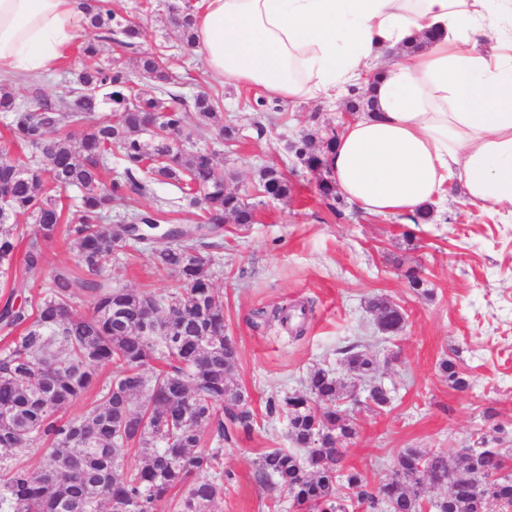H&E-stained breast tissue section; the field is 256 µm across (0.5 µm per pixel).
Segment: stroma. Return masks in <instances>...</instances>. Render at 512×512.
Masks as SVG:
<instances>
[{
  "instance_id": "stroma-1",
  "label": "stroma",
  "mask_w": 512,
  "mask_h": 512,
  "mask_svg": "<svg viewBox=\"0 0 512 512\" xmlns=\"http://www.w3.org/2000/svg\"><path fill=\"white\" fill-rule=\"evenodd\" d=\"M172 2L112 0L123 17L139 25L142 50L172 58L186 98L202 91L218 96L224 123L236 128L237 141L224 145L212 126L200 128L193 141L231 172L229 189L255 212L253 224L225 223L219 247L201 250L213 261L225 333L238 347L232 375L248 391L254 414L252 431L224 448V497L214 512H297L290 495L258 478L262 454L290 445L286 419L269 404L302 390L316 368L349 377L340 350L353 342L374 356L373 379L393 395L383 412L344 409L357 430L346 463L368 481L389 472L402 449L471 448L496 423L502 427L501 447L512 448V223L471 205L458 185L428 224H410L394 214L369 215L345 199L329 204L317 189L319 173L304 169L291 146L316 130L341 128L349 95L288 104L224 84L183 45L170 20ZM89 63L72 48L54 71L13 90L21 101L36 91L57 98ZM266 167L288 176V198L263 194L259 174ZM134 207L162 211L177 224L199 219L198 208L170 184H154ZM149 250L138 244L114 253L105 278L116 288L168 298L176 278L153 267ZM74 266L63 240L48 243L41 275L31 278L13 268L0 287V302L9 295L19 304L41 296L56 270ZM416 268L423 272L428 296L409 286L405 273ZM378 295L406 313L395 336L379 330L368 308ZM287 305L306 310L301 338L274 317ZM444 359L465 373L467 390L453 389L441 376ZM490 409L497 414L492 422L485 418Z\"/></svg>"
}]
</instances>
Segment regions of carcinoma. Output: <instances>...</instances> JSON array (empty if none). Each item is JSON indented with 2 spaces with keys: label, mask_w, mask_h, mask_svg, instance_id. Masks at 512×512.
Wrapping results in <instances>:
<instances>
[{
  "label": "carcinoma",
  "mask_w": 512,
  "mask_h": 512,
  "mask_svg": "<svg viewBox=\"0 0 512 512\" xmlns=\"http://www.w3.org/2000/svg\"><path fill=\"white\" fill-rule=\"evenodd\" d=\"M82 8L93 36L81 52L101 60L77 73L65 95L52 101L35 92L18 104L13 90L0 85V112L11 117L13 146L0 150V276L13 269L23 239V270L40 274L43 244L60 234L83 272H59L36 301L17 306L9 296L0 307V329H21L0 354V512H155L161 501L172 512H211L224 496V443L249 434L253 414L248 392L229 376L238 350L224 336V303L196 245L223 237L226 214L240 225L254 223V209L227 188L231 176L210 152L189 147L201 125L215 124L224 139L234 138L219 122V99L202 92L184 101L154 53L136 57L149 82L139 87L124 54L101 56L107 44L135 49L139 27L112 8V0H83ZM169 9L183 43L193 46V11L178 4ZM335 140L307 135L294 153L309 170L327 173ZM115 150L122 177L107 182ZM155 181L176 186L200 208V221L161 228L154 213L136 211L129 225L102 224ZM260 185L274 199L290 193L288 178L273 167L261 172ZM71 187L80 203L67 209L58 192ZM21 216L32 219L33 229L19 224ZM148 240L159 243L153 265L177 278L165 301L101 279L112 252ZM78 299L90 302V314L74 308ZM369 307L392 334L405 324L404 312L387 297L371 299ZM341 354L356 380L318 367L304 391L273 405L287 420L292 447L264 453V479L286 489L306 512H347L352 495L370 512H512V448L485 447L486 434L483 447L456 463L448 451L405 448L374 485L346 467L355 429L341 406L359 404L357 380L374 373L376 361L356 345ZM153 361L163 366L153 368ZM104 366L115 371L102 380ZM439 370L453 387L468 388L454 363L444 359ZM96 385V399L82 413L64 416ZM207 430L212 448L204 447ZM34 445L43 456L35 473L11 461ZM133 453L140 456L134 466L128 463ZM489 482L502 486L493 500L484 494Z\"/></svg>",
  "instance_id": "1"
}]
</instances>
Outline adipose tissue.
<instances>
[{"mask_svg":"<svg viewBox=\"0 0 512 512\" xmlns=\"http://www.w3.org/2000/svg\"><path fill=\"white\" fill-rule=\"evenodd\" d=\"M81 0H0V78L51 72ZM434 33L415 53L403 43ZM195 48L225 83L288 103L369 90L328 157L372 215L470 204L512 219V0H202Z\"/></svg>","mask_w":512,"mask_h":512,"instance_id":"1","label":"adipose tissue"}]
</instances>
